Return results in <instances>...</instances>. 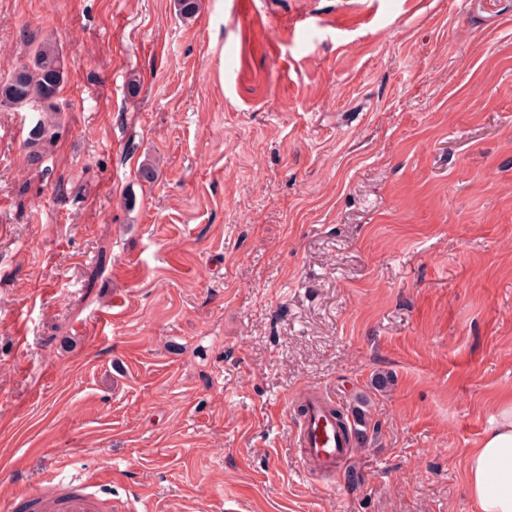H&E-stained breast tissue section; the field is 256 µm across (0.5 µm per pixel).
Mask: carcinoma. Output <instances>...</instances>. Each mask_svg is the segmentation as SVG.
I'll return each instance as SVG.
<instances>
[{
  "label": "carcinoma",
  "mask_w": 512,
  "mask_h": 512,
  "mask_svg": "<svg viewBox=\"0 0 512 512\" xmlns=\"http://www.w3.org/2000/svg\"><path fill=\"white\" fill-rule=\"evenodd\" d=\"M64 76V61L57 44L45 39L26 64L15 68L11 77L0 82V104L28 108L38 113L29 129L26 145L32 162H42L47 148L58 137V125L48 119L56 112L55 99Z\"/></svg>",
  "instance_id": "obj_1"
}]
</instances>
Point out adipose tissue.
<instances>
[{"instance_id": "1", "label": "adipose tissue", "mask_w": 512, "mask_h": 512, "mask_svg": "<svg viewBox=\"0 0 512 512\" xmlns=\"http://www.w3.org/2000/svg\"><path fill=\"white\" fill-rule=\"evenodd\" d=\"M467 481L480 512H512V400L467 460Z\"/></svg>"}]
</instances>
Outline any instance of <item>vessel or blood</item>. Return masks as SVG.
Here are the masks:
<instances>
[{
    "mask_svg": "<svg viewBox=\"0 0 512 512\" xmlns=\"http://www.w3.org/2000/svg\"><path fill=\"white\" fill-rule=\"evenodd\" d=\"M306 408L299 424L296 450L305 469L342 471L350 459V447L337 433L329 414L332 397L307 387L295 397ZM10 496V495H9ZM11 512H107L106 500L80 478L43 479L32 491L11 495Z\"/></svg>",
    "mask_w": 512,
    "mask_h": 512,
    "instance_id": "vessel-or-blood-1",
    "label": "vessel or blood"
}]
</instances>
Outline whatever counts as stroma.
I'll use <instances>...</instances> for the list:
<instances>
[{"mask_svg":"<svg viewBox=\"0 0 512 512\" xmlns=\"http://www.w3.org/2000/svg\"><path fill=\"white\" fill-rule=\"evenodd\" d=\"M199 4L0 0V81L49 36L66 63L46 165L0 106V477L112 512H479L512 0ZM308 386L369 398L357 482L304 473Z\"/></svg>","mask_w":512,"mask_h":512,"instance_id":"1","label":"stroma"}]
</instances>
